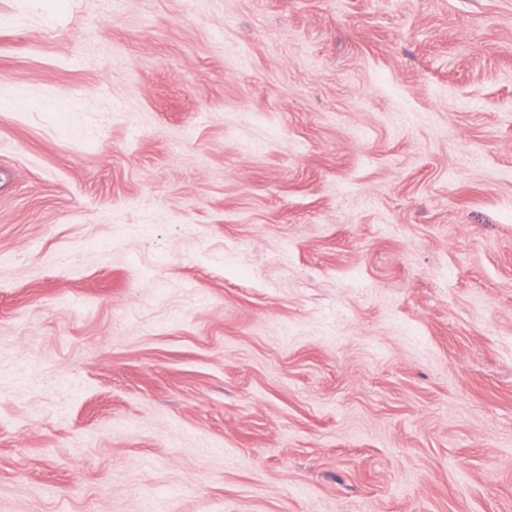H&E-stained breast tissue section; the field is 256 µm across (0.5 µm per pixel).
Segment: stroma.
<instances>
[{"instance_id":"35a3bbf8","label":"stroma","mask_w":512,"mask_h":512,"mask_svg":"<svg viewBox=\"0 0 512 512\" xmlns=\"http://www.w3.org/2000/svg\"><path fill=\"white\" fill-rule=\"evenodd\" d=\"M0 512H512V0H0Z\"/></svg>"}]
</instances>
